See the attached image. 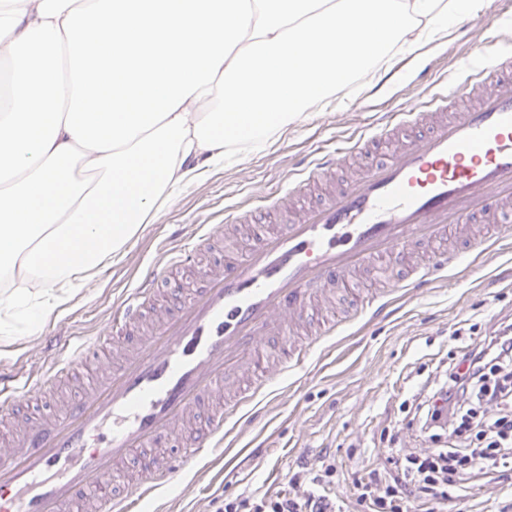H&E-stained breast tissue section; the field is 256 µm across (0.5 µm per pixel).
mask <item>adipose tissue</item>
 I'll list each match as a JSON object with an SVG mask.
<instances>
[{
  "label": "adipose tissue",
  "instance_id": "1",
  "mask_svg": "<svg viewBox=\"0 0 512 512\" xmlns=\"http://www.w3.org/2000/svg\"><path fill=\"white\" fill-rule=\"evenodd\" d=\"M476 0H0V281L30 324L165 193L304 121Z\"/></svg>",
  "mask_w": 512,
  "mask_h": 512
}]
</instances>
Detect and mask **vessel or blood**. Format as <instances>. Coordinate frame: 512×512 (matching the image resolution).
<instances>
[{"label": "vessel or blood", "instance_id": "b4317fda", "mask_svg": "<svg viewBox=\"0 0 512 512\" xmlns=\"http://www.w3.org/2000/svg\"><path fill=\"white\" fill-rule=\"evenodd\" d=\"M498 40L463 68L466 84L481 93L476 105L449 113L451 94L435 91L417 109L389 113L384 134L427 121L433 129L408 139L387 162L346 182L286 229L257 234L244 258L209 267L190 299L155 312L144 333L145 312L171 264L147 269L84 350L97 353L133 332L135 345L81 399L51 418L24 423L11 445L0 448V512H71L87 496L97 512H133L221 447L225 422L272 379L302 365L309 351L297 345L273 364L267 342L305 319L315 320L317 335H335L334 316L317 303L324 287L391 257L409 261V285L421 288L448 267L478 268L489 250L511 240L512 226L499 216L512 210V79H501L512 76V30H500ZM366 144L358 139L353 150ZM350 151L315 159L299 170L295 185L342 166ZM479 221L485 228L469 238L467 250L414 260L417 244L439 242ZM68 373L64 366L49 379L20 380L0 370V416L14 414L47 381ZM184 424L190 434L183 447L164 452ZM134 458L140 478L115 499L112 480Z\"/></svg>", "mask_w": 512, "mask_h": 512}]
</instances>
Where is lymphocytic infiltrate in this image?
<instances>
[{
	"mask_svg": "<svg viewBox=\"0 0 512 512\" xmlns=\"http://www.w3.org/2000/svg\"><path fill=\"white\" fill-rule=\"evenodd\" d=\"M423 445L397 451L394 472L371 470L356 483L366 512H435L473 475L512 466V317L491 322L478 341L436 367L407 406ZM336 467H302L288 490L215 501L214 512H345Z\"/></svg>",
	"mask_w": 512,
	"mask_h": 512,
	"instance_id": "f902f5d3",
	"label": "lymphocytic infiltrate"
}]
</instances>
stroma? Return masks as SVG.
<instances>
[{
  "instance_id": "stroma-1",
  "label": "stroma",
  "mask_w": 512,
  "mask_h": 512,
  "mask_svg": "<svg viewBox=\"0 0 512 512\" xmlns=\"http://www.w3.org/2000/svg\"><path fill=\"white\" fill-rule=\"evenodd\" d=\"M492 35L484 27L450 31L413 52L395 54L386 63L391 74L385 80L371 73L357 79L352 89L313 106L305 121L272 134L262 149L244 150L239 160L184 186L153 211L122 256L90 271L84 285L45 316L38 330L29 329L22 309L0 307V320L9 324L8 335L0 334V367L25 378L39 375L51 361L73 358L81 340L95 335L116 303L135 288L140 270L184 241L208 238L200 265L229 253L242 258L252 241L226 227L229 213L251 211L256 225L268 230L289 223L292 210L262 208L259 199L279 198L301 163L372 135L384 112L419 104L429 85L456 89L467 58L485 48ZM397 147L394 139L371 144L327 181L301 186L294 210L317 203L327 185L350 181ZM401 274L396 260L382 268L361 267L355 286L380 295L381 305L356 318L350 315L349 291L328 286L329 309L344 320L342 331L312 344L302 370L268 384L248 411V424H227L222 459L194 461L149 503L148 512H211L216 498L273 493L287 488L299 465L323 457L336 464L338 497L349 512H361L357 479L369 469L386 467L391 448L420 445L406 425L403 401L420 391L456 339L483 333L490 318L512 315L510 248L490 252L482 274L451 271L414 293H396ZM111 363L107 350L77 365L66 381L48 385L41 398L24 404L21 417L55 414L66 401L81 398L88 379ZM510 483L512 469L474 477L440 510L503 512L502 488Z\"/></svg>"
}]
</instances>
